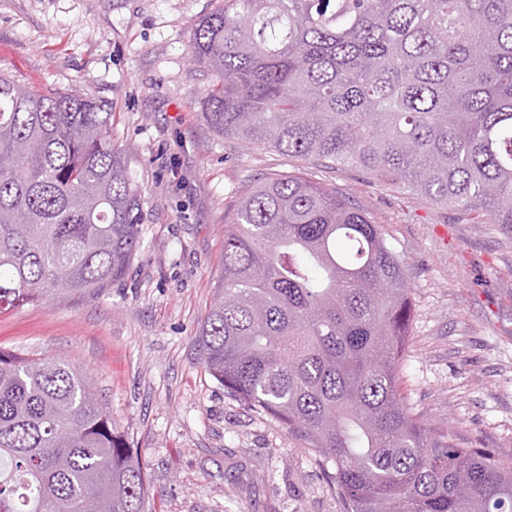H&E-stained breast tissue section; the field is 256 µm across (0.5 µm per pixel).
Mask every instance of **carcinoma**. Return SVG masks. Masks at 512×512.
Segmentation results:
<instances>
[{"label":"carcinoma","instance_id":"cac0c4a2","mask_svg":"<svg viewBox=\"0 0 512 512\" xmlns=\"http://www.w3.org/2000/svg\"><path fill=\"white\" fill-rule=\"evenodd\" d=\"M190 48L220 84L215 131L512 225V0H224ZM139 224L112 102L1 74L0 314L121 278ZM411 307L363 209L270 177L224 219L194 343L224 390L306 445L341 512H512V462L459 447L401 391ZM146 487L89 374L0 353V512H148Z\"/></svg>","mask_w":512,"mask_h":512}]
</instances>
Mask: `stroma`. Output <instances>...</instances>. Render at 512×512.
Here are the masks:
<instances>
[{
    "label": "stroma",
    "instance_id": "stroma-1",
    "mask_svg": "<svg viewBox=\"0 0 512 512\" xmlns=\"http://www.w3.org/2000/svg\"><path fill=\"white\" fill-rule=\"evenodd\" d=\"M224 0H0V73L112 103L142 191L140 248L105 287L0 314V351L89 371L148 475L152 512H340L297 437L228 394L194 336L224 218L260 178L303 173L381 225L412 297L402 390L464 448L512 459V226L476 224L357 168H320L217 134L192 31Z\"/></svg>",
    "mask_w": 512,
    "mask_h": 512
}]
</instances>
